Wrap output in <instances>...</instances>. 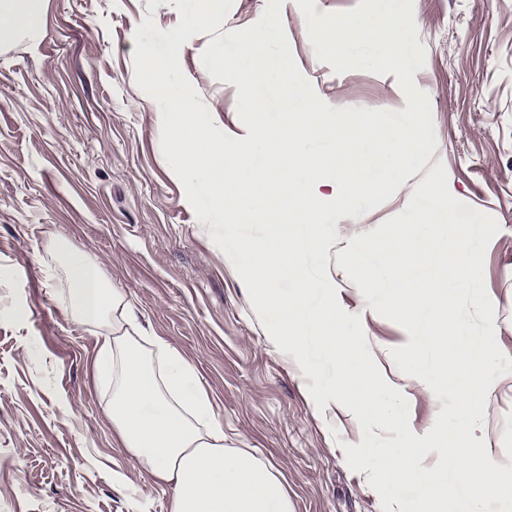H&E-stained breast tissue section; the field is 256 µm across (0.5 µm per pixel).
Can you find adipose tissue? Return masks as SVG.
Masks as SVG:
<instances>
[{
	"label": "adipose tissue",
	"mask_w": 512,
	"mask_h": 512,
	"mask_svg": "<svg viewBox=\"0 0 512 512\" xmlns=\"http://www.w3.org/2000/svg\"><path fill=\"white\" fill-rule=\"evenodd\" d=\"M44 0H0V51L36 42ZM68 299L83 325L104 328L94 369L112 385L109 414L123 445L173 489L170 512H293L282 482L250 454L226 447L195 368L141 326L126 293L108 287L98 264L65 241Z\"/></svg>",
	"instance_id": "1"
}]
</instances>
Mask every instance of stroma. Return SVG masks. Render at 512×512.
I'll return each instance as SVG.
<instances>
[{
    "mask_svg": "<svg viewBox=\"0 0 512 512\" xmlns=\"http://www.w3.org/2000/svg\"><path fill=\"white\" fill-rule=\"evenodd\" d=\"M147 17L164 31L180 21L175 0H46L39 45L0 53V512H170L171 486L112 427L111 386L93 369L103 331L64 304V261L47 254L56 239L97 262L140 322L193 363L227 447L272 464L294 512H381L369 471L345 460L344 444L362 440L359 424L340 408H316L310 379L269 340L162 155L159 106L134 81V32ZM414 20L426 55L414 81L429 98L438 145L390 200L337 220L327 273L341 307L361 316L368 349L421 437L444 402L396 367L390 351L407 344V332L371 309L337 255L402 212L444 164L451 194L500 225L484 278L512 356V0H414ZM282 21L322 101L406 108L395 74L337 75L320 62L295 0H285ZM211 39L193 36L180 66L219 128L241 139L236 85L201 62ZM485 421L495 454L512 463V388L496 392Z\"/></svg>",
    "mask_w": 512,
    "mask_h": 512,
    "instance_id": "35a3bbf8",
    "label": "stroma"
}]
</instances>
